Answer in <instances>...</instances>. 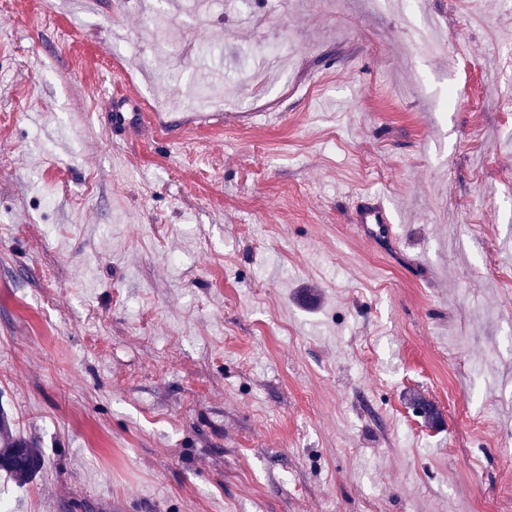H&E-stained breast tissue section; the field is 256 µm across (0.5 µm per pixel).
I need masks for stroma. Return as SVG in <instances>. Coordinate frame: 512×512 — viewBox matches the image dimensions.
<instances>
[{
    "label": "stroma",
    "instance_id": "1",
    "mask_svg": "<svg viewBox=\"0 0 512 512\" xmlns=\"http://www.w3.org/2000/svg\"><path fill=\"white\" fill-rule=\"evenodd\" d=\"M400 2L0 0L11 512H512V0ZM190 104L198 112L194 113L200 120L198 127L206 125V119L209 116L206 110L217 105H224V94L215 85L211 83H201L195 87L190 94ZM111 94V112L108 121L111 127L119 130L138 132L147 125H155L164 131L166 126L154 112H137L133 97L124 89ZM351 223L356 224L359 237L380 247L393 242L394 212L379 197H366L352 213ZM0 415L2 421L1 409ZM1 421L0 434L3 448H0V471L9 474L19 482L28 481L39 474L43 468L40 450L32 440L4 437Z\"/></svg>",
    "mask_w": 512,
    "mask_h": 512
}]
</instances>
